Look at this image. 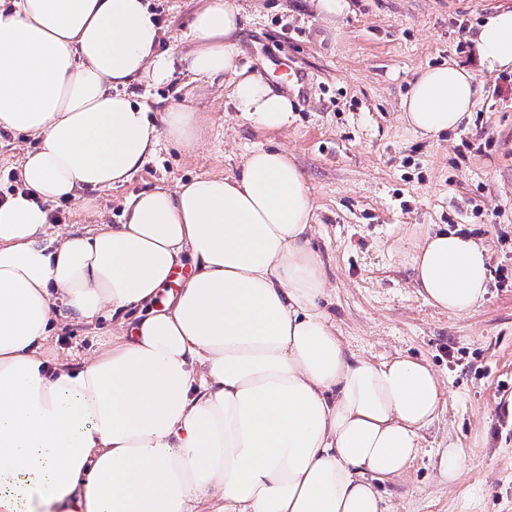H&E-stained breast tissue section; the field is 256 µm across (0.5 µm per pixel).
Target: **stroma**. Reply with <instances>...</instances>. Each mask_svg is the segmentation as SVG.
Masks as SVG:
<instances>
[{"mask_svg":"<svg viewBox=\"0 0 512 512\" xmlns=\"http://www.w3.org/2000/svg\"><path fill=\"white\" fill-rule=\"evenodd\" d=\"M162 27L161 48L190 51L189 25L204 0H146ZM242 10L239 66L287 93L291 123L260 128L236 112L223 80L189 82L174 71L161 84L129 90L154 120L186 106L204 120L194 152L160 139L131 178L100 191L94 208L53 206L52 236L124 221L139 192L199 175L236 174L257 148L290 154L312 191L309 246L326 279L324 313L349 354L376 362L426 359L445 403L421 432L409 470L381 485L390 512H512V74L482 71L470 47L483 19L504 0H348L335 23L313 0H235ZM455 61L474 71L477 104L465 126L436 137L415 133L402 103L417 75ZM34 141L0 132V199L16 190L17 166ZM467 229L488 249L491 274L469 313L439 311L424 298L415 245L441 228ZM50 359L77 364L109 339L111 321H78L62 302ZM466 447L456 485L439 477L440 453Z\"/></svg>","mask_w":512,"mask_h":512,"instance_id":"1","label":"stroma"}]
</instances>
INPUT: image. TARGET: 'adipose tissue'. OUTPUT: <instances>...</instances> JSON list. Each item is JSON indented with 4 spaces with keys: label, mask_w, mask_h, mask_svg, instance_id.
<instances>
[{
    "label": "adipose tissue",
    "mask_w": 512,
    "mask_h": 512,
    "mask_svg": "<svg viewBox=\"0 0 512 512\" xmlns=\"http://www.w3.org/2000/svg\"><path fill=\"white\" fill-rule=\"evenodd\" d=\"M241 24L235 0H207L177 59L159 52L144 0H0V130L36 141L22 190L0 201V512H388L379 483L408 470L444 402L425 360L347 355L320 307L310 189L284 151L140 192L124 223L47 239L49 204L90 206L159 137L200 142L196 112L155 124L133 82H165L178 63L198 81L226 76L244 118L287 127V94L236 64ZM473 50L487 72L512 73V7L484 19ZM475 95L474 73L451 61L421 72L404 118L436 137ZM413 265L450 314L485 294L472 238L429 233ZM57 298L119 326L73 367L46 353Z\"/></svg>",
    "instance_id": "1"
}]
</instances>
